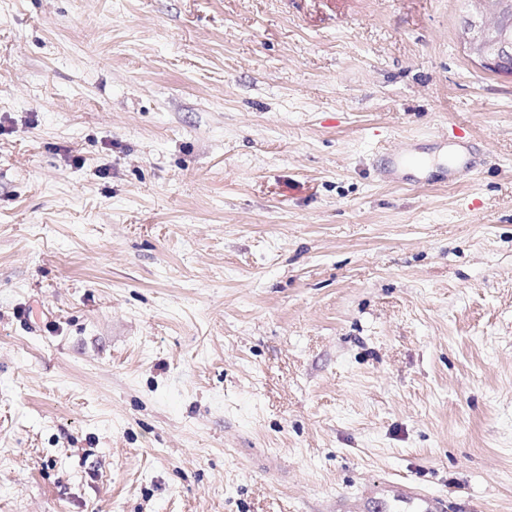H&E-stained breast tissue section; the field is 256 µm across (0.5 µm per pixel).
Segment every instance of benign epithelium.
I'll return each mask as SVG.
<instances>
[{
	"label": "benign epithelium",
	"mask_w": 512,
	"mask_h": 512,
	"mask_svg": "<svg viewBox=\"0 0 512 512\" xmlns=\"http://www.w3.org/2000/svg\"><path fill=\"white\" fill-rule=\"evenodd\" d=\"M498 6L497 0H472V20L463 28L461 42L484 68L507 73L512 64V28L494 30L483 22L485 14Z\"/></svg>",
	"instance_id": "7a95c632"
}]
</instances>
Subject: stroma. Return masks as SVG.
I'll list each match as a JSON object with an SVG mask.
<instances>
[{
  "label": "stroma",
  "mask_w": 512,
  "mask_h": 512,
  "mask_svg": "<svg viewBox=\"0 0 512 512\" xmlns=\"http://www.w3.org/2000/svg\"><path fill=\"white\" fill-rule=\"evenodd\" d=\"M466 18L0 0V512H512V76ZM345 512H446L441 498L415 484L402 482L388 487L365 488L360 494L344 499Z\"/></svg>",
  "instance_id": "35a3bbf8"
}]
</instances>
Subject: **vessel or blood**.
<instances>
[{
	"mask_svg": "<svg viewBox=\"0 0 512 512\" xmlns=\"http://www.w3.org/2000/svg\"><path fill=\"white\" fill-rule=\"evenodd\" d=\"M345 512H447L441 498L415 484L402 482L388 487H369L345 498Z\"/></svg>",
	"mask_w": 512,
	"mask_h": 512,
	"instance_id": "1",
	"label": "vessel or blood"
}]
</instances>
